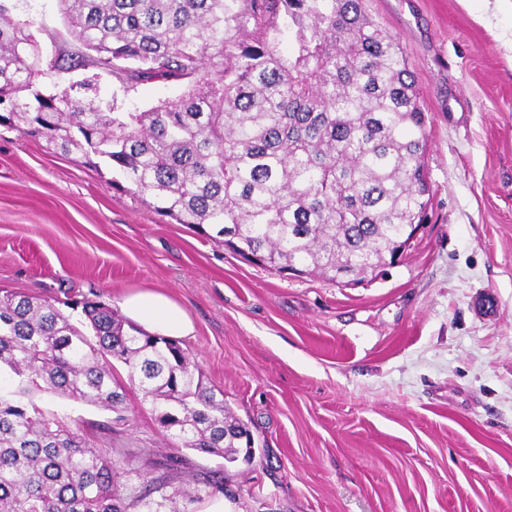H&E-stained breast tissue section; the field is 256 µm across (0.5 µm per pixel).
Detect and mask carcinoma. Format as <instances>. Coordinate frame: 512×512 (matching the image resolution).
<instances>
[{"label": "carcinoma", "mask_w": 512, "mask_h": 512, "mask_svg": "<svg viewBox=\"0 0 512 512\" xmlns=\"http://www.w3.org/2000/svg\"><path fill=\"white\" fill-rule=\"evenodd\" d=\"M6 2L0 126L106 165L117 189L176 223L330 281L375 275L424 223L427 115L365 0H59L81 46L68 68L185 85L142 112L46 89L31 23ZM127 385L172 446L249 457L248 424L178 341L93 299L0 294V512H179L165 478L118 483L116 449L35 401L49 392L114 411Z\"/></svg>", "instance_id": "carcinoma-1"}]
</instances>
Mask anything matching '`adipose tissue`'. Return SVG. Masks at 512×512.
<instances>
[{
	"mask_svg": "<svg viewBox=\"0 0 512 512\" xmlns=\"http://www.w3.org/2000/svg\"><path fill=\"white\" fill-rule=\"evenodd\" d=\"M123 306L148 333L179 337L193 330L186 312L161 293L144 291L132 294L125 299Z\"/></svg>",
	"mask_w": 512,
	"mask_h": 512,
	"instance_id": "adipose-tissue-1",
	"label": "adipose tissue"
}]
</instances>
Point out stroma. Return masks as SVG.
Wrapping results in <instances>:
<instances>
[{
	"label": "stroma",
	"mask_w": 512,
	"mask_h": 512,
	"mask_svg": "<svg viewBox=\"0 0 512 512\" xmlns=\"http://www.w3.org/2000/svg\"><path fill=\"white\" fill-rule=\"evenodd\" d=\"M366 9L399 41L429 117L426 222L372 280L283 277L115 190L107 166L0 127V291L115 309L165 294L194 324L182 347L259 441L228 466L171 447L135 390L116 411L38 396L120 450V482L167 477L181 512H203L218 475L233 512H512V0ZM13 16L31 22L50 90L80 98L89 79L119 112L182 93L52 69L79 47L58 0H14Z\"/></svg>",
	"instance_id": "stroma-1"
}]
</instances>
